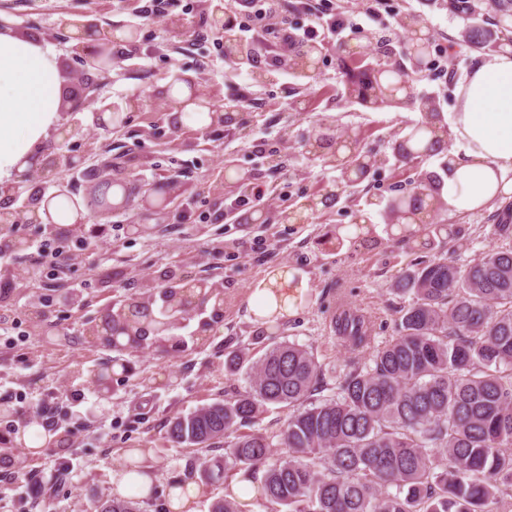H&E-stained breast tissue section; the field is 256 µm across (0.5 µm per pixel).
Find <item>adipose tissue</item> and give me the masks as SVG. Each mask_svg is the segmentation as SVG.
<instances>
[{"label":"adipose tissue","mask_w":512,"mask_h":512,"mask_svg":"<svg viewBox=\"0 0 512 512\" xmlns=\"http://www.w3.org/2000/svg\"><path fill=\"white\" fill-rule=\"evenodd\" d=\"M66 82L53 46L40 37L0 29V184L11 182L36 162L34 147L59 128ZM171 124L203 127L208 108L191 99L183 80L167 91ZM452 139L445 157L448 174L437 199L450 212L492 209L512 196V50L481 59L461 81L449 124H432L416 142ZM309 289L298 271L277 267L248 299L256 324L269 316L295 315Z\"/></svg>","instance_id":"obj_1"}]
</instances>
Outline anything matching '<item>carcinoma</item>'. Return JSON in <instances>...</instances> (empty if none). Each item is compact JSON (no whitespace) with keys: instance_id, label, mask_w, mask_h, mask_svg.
<instances>
[{"instance_id":"carcinoma-1","label":"carcinoma","mask_w":512,"mask_h":512,"mask_svg":"<svg viewBox=\"0 0 512 512\" xmlns=\"http://www.w3.org/2000/svg\"><path fill=\"white\" fill-rule=\"evenodd\" d=\"M497 4L493 42L511 41L512 0ZM350 90L364 107H410L441 121L434 97L394 98L372 84L369 68ZM438 181L425 174L406 200L420 209ZM492 234L512 237V209ZM396 290L411 302L371 363L348 361L330 384L311 350L274 342L252 364L245 393L174 416L172 441L224 448L200 463L201 480L259 479L266 512H512V247L464 269L435 260L403 275ZM155 299L148 291L117 301L106 314L112 330L167 340L169 330L146 325ZM136 307L138 324L127 320ZM335 326L355 348L370 339L362 314L345 312ZM268 406L288 410L281 430L243 431ZM95 512L140 507L134 496L108 497Z\"/></svg>"}]
</instances>
